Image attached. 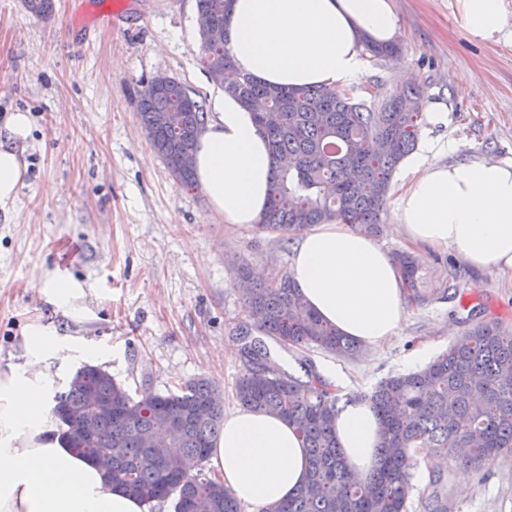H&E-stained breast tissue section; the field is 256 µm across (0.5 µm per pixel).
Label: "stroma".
Instances as JSON below:
<instances>
[{
  "mask_svg": "<svg viewBox=\"0 0 512 512\" xmlns=\"http://www.w3.org/2000/svg\"><path fill=\"white\" fill-rule=\"evenodd\" d=\"M113 2L54 0L42 19L25 0H0V120L22 111L32 125L25 181L0 209V369L24 366L21 330L41 322L69 348L47 367L53 391L86 364L137 399L206 377L230 412L242 372L236 334L249 321L239 270L287 273L294 243L224 223L201 187L176 185L141 124V96L158 75L178 79L208 113L224 94L203 67L197 0ZM393 4L402 53L365 58L362 80L424 89L427 109L446 114L419 130L420 141L447 145L440 162L512 163V26L478 40L457 0ZM112 8V25L91 22ZM416 257L424 298L409 302L396 336L351 357L298 347L281 361L310 360L336 391L367 395L426 366L474 323L512 327V270L472 268L447 246ZM45 279L84 289L91 317L77 322L49 302L36 287ZM431 471L448 477L451 512H512V456L472 471L466 486L456 461L418 457L408 512H424Z\"/></svg>",
  "mask_w": 512,
  "mask_h": 512,
  "instance_id": "obj_1",
  "label": "stroma"
}]
</instances>
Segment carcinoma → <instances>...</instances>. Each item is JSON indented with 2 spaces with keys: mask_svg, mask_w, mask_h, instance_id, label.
Returning <instances> with one entry per match:
<instances>
[{
  "mask_svg": "<svg viewBox=\"0 0 512 512\" xmlns=\"http://www.w3.org/2000/svg\"><path fill=\"white\" fill-rule=\"evenodd\" d=\"M231 3L198 0V13L223 33ZM200 40L212 84L248 108L263 102L254 119L267 137L275 170L256 228L288 239L311 225L341 221L359 233L380 235L393 171L417 143L424 90L386 91L378 83L270 87L237 70L226 37ZM362 46L379 58L402 52L396 41L366 39ZM140 117L175 182L196 185L194 154L206 120L202 105L171 78L144 90ZM394 258L412 298H422L415 257L397 253ZM247 303L250 332L238 337L243 373L235 398L245 409L288 419L309 452L304 487L261 512H407L419 449L475 469L512 455L511 328L478 322L423 369L381 381L368 397L381 424L378 460L364 480L355 481L336 440L337 398L331 385L305 364L301 375L275 364L264 337L338 356L355 353L360 344L317 316L286 274L255 285ZM90 393L112 401V413L91 418L96 436L85 441L71 411ZM54 415L74 455L89 460L110 453L112 472L105 477L142 502L171 500L174 512H241L222 482L202 472L191 478L182 472L186 458L207 461L224 425L223 394L212 381L197 378L176 393L136 400L111 374L85 365L55 397ZM444 487L443 473L428 474L427 512H448Z\"/></svg>",
  "mask_w": 512,
  "mask_h": 512,
  "instance_id": "cac0c4a2",
  "label": "carcinoma"
}]
</instances>
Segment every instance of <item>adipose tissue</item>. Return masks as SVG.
Here are the masks:
<instances>
[{"instance_id": "adipose-tissue-1", "label": "adipose tissue", "mask_w": 512, "mask_h": 512, "mask_svg": "<svg viewBox=\"0 0 512 512\" xmlns=\"http://www.w3.org/2000/svg\"><path fill=\"white\" fill-rule=\"evenodd\" d=\"M473 37L504 29L503 0H457ZM400 17L392 0H234L228 46L238 70L271 86L341 85L361 74L362 41L394 40ZM199 138L196 178L212 211L228 224H257L274 160L250 110L232 97ZM27 113L0 121V207L13 202L27 165ZM424 143L403 167L417 176L395 198L405 238L419 247L447 245L468 265L512 270V163L431 162ZM288 273L323 320L365 346L400 329L405 288L393 256L348 224L314 225L298 238ZM30 370L0 371V512H145L96 465L74 456L59 438L51 386L38 365L57 357L52 330L26 325ZM336 438L353 476L374 467L379 419L368 399L347 391L337 405ZM224 485L253 512L295 495L308 473L307 451L287 420L239 409L225 416L211 450Z\"/></svg>"}]
</instances>
